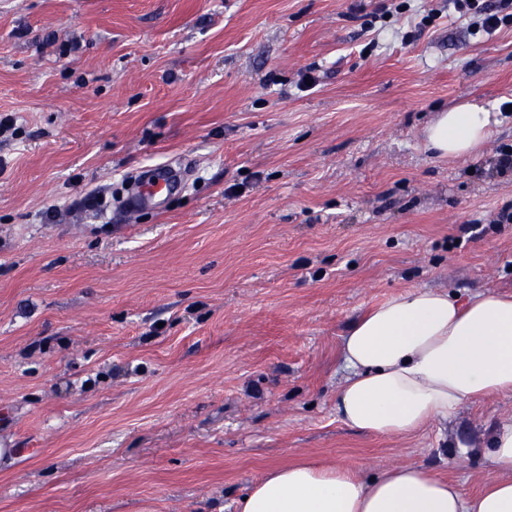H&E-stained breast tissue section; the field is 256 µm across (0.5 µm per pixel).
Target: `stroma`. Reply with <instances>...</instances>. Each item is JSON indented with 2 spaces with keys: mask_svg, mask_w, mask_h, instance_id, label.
Masks as SVG:
<instances>
[{
  "mask_svg": "<svg viewBox=\"0 0 512 512\" xmlns=\"http://www.w3.org/2000/svg\"><path fill=\"white\" fill-rule=\"evenodd\" d=\"M510 99L512 28L445 0H0V512H235L302 458L476 492L512 396L367 434L338 350L406 291H512ZM467 101L490 139L435 156ZM491 110L475 103H463L437 115L425 129L429 149L441 157H466L479 150L498 120ZM147 187H149L148 190ZM173 188L172 180L166 173V166L158 165L144 180L142 189L131 200L129 207L134 210L142 205L153 203L167 195Z\"/></svg>",
  "mask_w": 512,
  "mask_h": 512,
  "instance_id": "stroma-1",
  "label": "stroma"
}]
</instances>
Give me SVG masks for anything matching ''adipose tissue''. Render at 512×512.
Instances as JSON below:
<instances>
[{"mask_svg":"<svg viewBox=\"0 0 512 512\" xmlns=\"http://www.w3.org/2000/svg\"><path fill=\"white\" fill-rule=\"evenodd\" d=\"M496 117L463 103L437 113L424 137L442 157L479 150ZM348 375L336 411L349 427L379 436L415 433L467 401L512 395V293L463 301L415 289L374 305L349 326L340 348ZM489 470L473 495L428 468L387 469L301 460L273 468L238 512H512V419L489 434Z\"/></svg>","mask_w":512,"mask_h":512,"instance_id":"ef3b65f1","label":"adipose tissue"}]
</instances>
